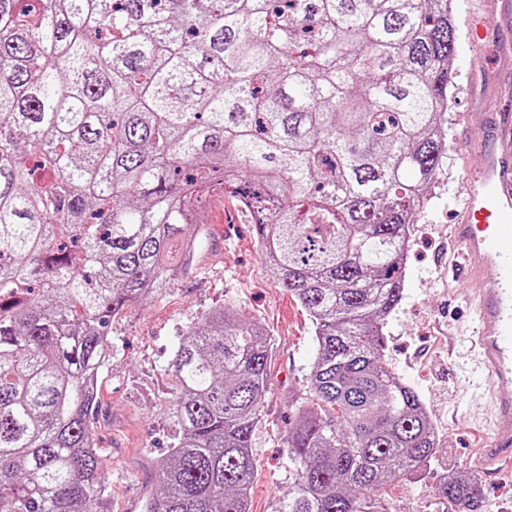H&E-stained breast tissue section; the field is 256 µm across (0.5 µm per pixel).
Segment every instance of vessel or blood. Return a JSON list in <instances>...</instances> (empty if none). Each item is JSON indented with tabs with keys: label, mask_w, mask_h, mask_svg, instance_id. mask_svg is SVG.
I'll return each instance as SVG.
<instances>
[{
	"label": "vessel or blood",
	"mask_w": 512,
	"mask_h": 512,
	"mask_svg": "<svg viewBox=\"0 0 512 512\" xmlns=\"http://www.w3.org/2000/svg\"><path fill=\"white\" fill-rule=\"evenodd\" d=\"M505 22L501 15H474L468 21L472 43ZM479 143L482 165L462 176L465 212L453 240L465 248L466 277L476 288L471 300L477 322L475 344L489 396L488 412L512 416V113L491 112ZM476 462L497 482L512 478V430L487 437Z\"/></svg>",
	"instance_id": "1"
}]
</instances>
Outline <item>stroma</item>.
<instances>
[{
    "label": "stroma",
    "instance_id": "stroma-1",
    "mask_svg": "<svg viewBox=\"0 0 512 512\" xmlns=\"http://www.w3.org/2000/svg\"><path fill=\"white\" fill-rule=\"evenodd\" d=\"M461 34L450 62L452 82L445 126L447 148L430 186V204L418 215L404 267V297L384 329L387 359L429 408L441 440L430 468L411 481L387 487L388 512H430V490L446 474L473 469L472 402L481 381L472 359L473 313L468 286L449 282L455 256L452 228L461 214L455 198L465 170L478 168L484 100L512 85V54L502 52L503 34L474 50L462 31L470 10L499 13L502 0H453ZM232 200L211 206L202 244L188 273L146 302L128 307L111 323V359L99 376V405L89 421L108 483L112 512H143L156 490L154 467L168 455L176 433L168 365L183 330L215 307L232 304L259 322L272 340L271 379L263 396L264 419L253 436L257 473L250 512H274L287 496L292 465L285 438L293 404L306 386L315 346L305 311L267 271L252 224L235 222Z\"/></svg>",
    "mask_w": 512,
    "mask_h": 512
}]
</instances>
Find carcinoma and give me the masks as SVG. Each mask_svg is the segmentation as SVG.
<instances>
[{"instance_id":"carcinoma-1","label":"carcinoma","mask_w":512,"mask_h":512,"mask_svg":"<svg viewBox=\"0 0 512 512\" xmlns=\"http://www.w3.org/2000/svg\"><path fill=\"white\" fill-rule=\"evenodd\" d=\"M450 2L0 0V512H109L88 383L111 318L190 269L216 190L317 345L277 512H386L436 461L384 328L446 149ZM271 355L231 304L181 335L146 512H250ZM432 498L484 512L465 472Z\"/></svg>"}]
</instances>
